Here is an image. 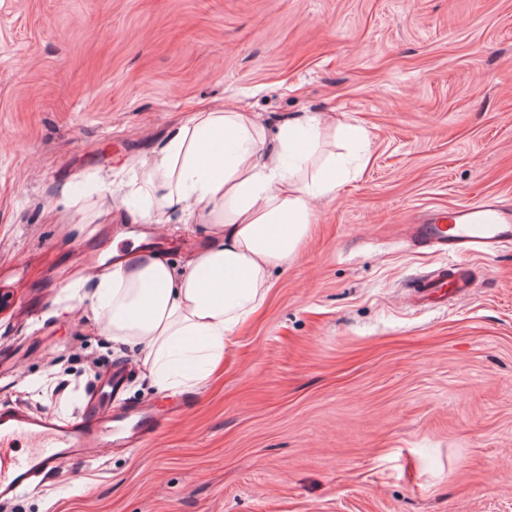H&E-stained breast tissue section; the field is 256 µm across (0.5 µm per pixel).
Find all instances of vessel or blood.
Listing matches in <instances>:
<instances>
[{
	"mask_svg": "<svg viewBox=\"0 0 512 512\" xmlns=\"http://www.w3.org/2000/svg\"><path fill=\"white\" fill-rule=\"evenodd\" d=\"M416 235L449 256L488 258L503 245H512V206L488 198L462 204L416 225ZM467 278L454 268H440L418 285L420 301L434 303L464 295ZM152 408L143 407L122 416L102 412L97 400L85 402L80 418L58 421L22 408L0 406V503L28 490L37 477L47 476L61 461L95 457L113 439L146 438L158 427ZM25 454H15L18 443Z\"/></svg>",
	"mask_w": 512,
	"mask_h": 512,
	"instance_id": "1",
	"label": "vessel or blood"
}]
</instances>
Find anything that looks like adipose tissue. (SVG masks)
<instances>
[{"label": "adipose tissue", "mask_w": 512, "mask_h": 512, "mask_svg": "<svg viewBox=\"0 0 512 512\" xmlns=\"http://www.w3.org/2000/svg\"><path fill=\"white\" fill-rule=\"evenodd\" d=\"M320 135V119L308 115L288 119L271 141L248 113L199 112L143 169L132 221L177 215L209 235L180 267L157 252L123 253L98 274L90 306L104 335L136 348L159 390L217 369L235 329L265 301L272 270L297 255L313 200L334 193L343 171L332 156L304 175Z\"/></svg>", "instance_id": "1"}]
</instances>
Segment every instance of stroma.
Listing matches in <instances>:
<instances>
[{"mask_svg":"<svg viewBox=\"0 0 512 512\" xmlns=\"http://www.w3.org/2000/svg\"><path fill=\"white\" fill-rule=\"evenodd\" d=\"M336 116L368 137L263 309L200 384L160 391L89 301L136 224L140 164L194 113ZM512 204V0H0V404L71 420L100 397L158 433L73 459L0 512H512V247L450 261L402 229ZM455 270L454 265H448V268H439L425 276L417 287L418 299L442 303L446 297L449 301L464 295L471 288L470 282Z\"/></svg>","mask_w":512,"mask_h":512,"instance_id":"1","label":"stroma"}]
</instances>
